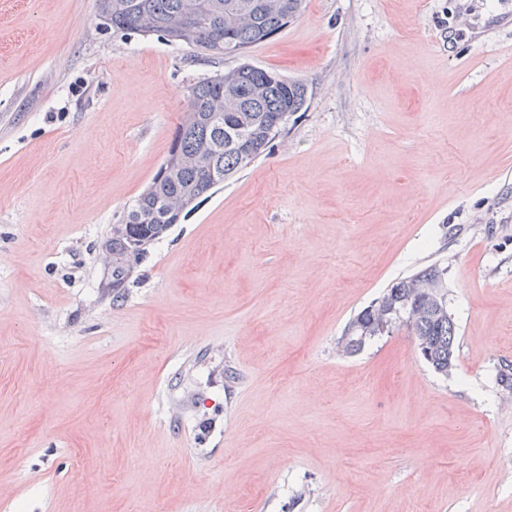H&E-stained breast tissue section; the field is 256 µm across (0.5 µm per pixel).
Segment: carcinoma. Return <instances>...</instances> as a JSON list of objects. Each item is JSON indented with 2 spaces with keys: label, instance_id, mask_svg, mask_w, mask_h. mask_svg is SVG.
I'll list each match as a JSON object with an SVG mask.
<instances>
[{
  "label": "carcinoma",
  "instance_id": "obj_1",
  "mask_svg": "<svg viewBox=\"0 0 512 512\" xmlns=\"http://www.w3.org/2000/svg\"><path fill=\"white\" fill-rule=\"evenodd\" d=\"M98 16L114 32L156 34L213 58L240 63L187 88L168 154L100 247L111 265L103 288L122 297L148 249L179 223L184 210L216 186L261 158L288 133V120L310 100L306 83L252 63L248 50L285 30L305 9V0H96ZM199 10L201 24L176 29L169 21ZM447 288L446 268L427 264L398 279L358 312L339 338L340 351L354 356L378 336L403 326L415 337L422 360L449 375L456 367L457 327L445 295L428 296L426 284Z\"/></svg>",
  "mask_w": 512,
  "mask_h": 512
}]
</instances>
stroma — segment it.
Returning a JSON list of instances; mask_svg holds the SVG:
<instances>
[{"mask_svg": "<svg viewBox=\"0 0 512 512\" xmlns=\"http://www.w3.org/2000/svg\"><path fill=\"white\" fill-rule=\"evenodd\" d=\"M306 111L149 249L98 248L237 66L0 0V512H512V0H306ZM448 272L456 367L345 326Z\"/></svg>", "mask_w": 512, "mask_h": 512, "instance_id": "35a3bbf8", "label": "stroma"}]
</instances>
